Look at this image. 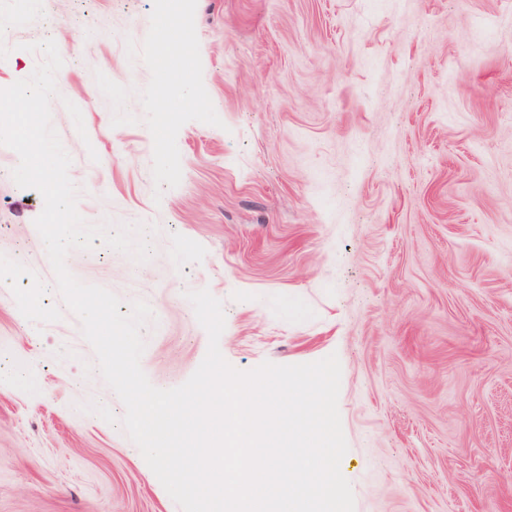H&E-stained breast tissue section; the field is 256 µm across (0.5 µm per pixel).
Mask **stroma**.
<instances>
[{
  "label": "stroma",
  "instance_id": "stroma-1",
  "mask_svg": "<svg viewBox=\"0 0 512 512\" xmlns=\"http://www.w3.org/2000/svg\"><path fill=\"white\" fill-rule=\"evenodd\" d=\"M0 0V87L63 60L51 121L88 222L140 223L68 270L183 384L223 303L249 371L337 354L355 512H512V0ZM180 72L201 104L160 99ZM0 145V512H180L117 420ZM96 402L115 423L86 411Z\"/></svg>",
  "mask_w": 512,
  "mask_h": 512
}]
</instances>
